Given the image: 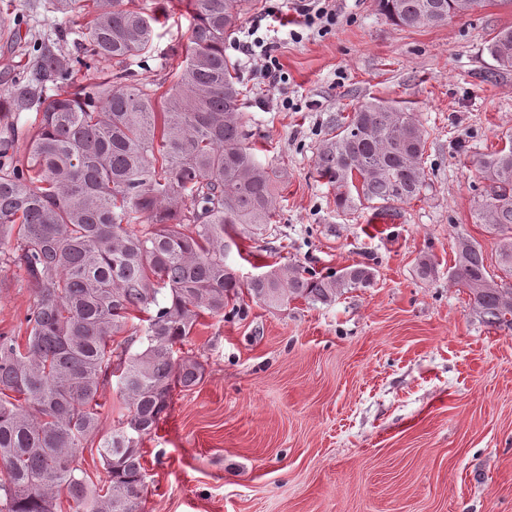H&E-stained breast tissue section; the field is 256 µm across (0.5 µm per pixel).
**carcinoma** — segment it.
I'll use <instances>...</instances> for the list:
<instances>
[{"instance_id": "cac0c4a2", "label": "carcinoma", "mask_w": 512, "mask_h": 512, "mask_svg": "<svg viewBox=\"0 0 512 512\" xmlns=\"http://www.w3.org/2000/svg\"><path fill=\"white\" fill-rule=\"evenodd\" d=\"M48 2L87 21L40 49L33 78L5 82L11 109L37 113L38 123L23 138H0V271H22L35 295L25 340L0 336V512H58L63 494L73 512H143L142 440L174 389L203 379L204 365L175 350L200 320L240 315L242 288L269 308L330 304L371 286L375 273L275 262L244 283L228 264L235 238H259L273 223L281 177L249 141L224 56L246 0H179L191 25L177 81L163 92L130 71L156 38L148 0ZM456 4L377 0L403 28L445 24L459 16ZM488 50L512 67V28ZM101 62L112 65L107 77ZM506 141L477 162L484 190L472 204L499 237L504 277H489L481 245L462 237L448 278L486 323L512 330V135ZM424 154L413 115L375 102L336 120L315 164L349 213L419 198ZM113 379L128 412L105 432L98 399ZM95 440L101 486L80 463Z\"/></svg>"}]
</instances>
